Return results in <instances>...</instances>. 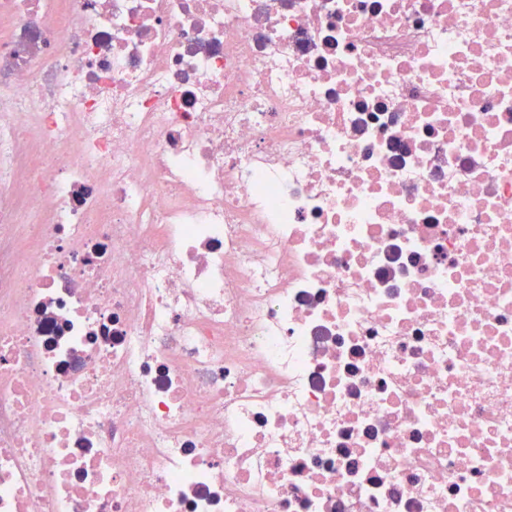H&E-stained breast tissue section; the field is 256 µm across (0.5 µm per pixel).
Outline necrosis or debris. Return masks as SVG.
Returning <instances> with one entry per match:
<instances>
[{
	"instance_id": "4bbe7bcc",
	"label": "necrosis or debris",
	"mask_w": 512,
	"mask_h": 512,
	"mask_svg": "<svg viewBox=\"0 0 512 512\" xmlns=\"http://www.w3.org/2000/svg\"><path fill=\"white\" fill-rule=\"evenodd\" d=\"M0 512H512V0H0Z\"/></svg>"
}]
</instances>
